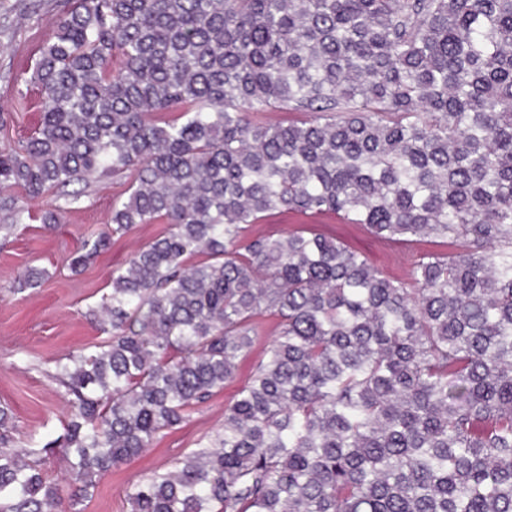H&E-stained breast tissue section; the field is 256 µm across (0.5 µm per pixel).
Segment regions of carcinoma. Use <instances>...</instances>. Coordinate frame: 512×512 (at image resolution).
I'll use <instances>...</instances> for the list:
<instances>
[{"mask_svg": "<svg viewBox=\"0 0 512 512\" xmlns=\"http://www.w3.org/2000/svg\"><path fill=\"white\" fill-rule=\"evenodd\" d=\"M31 82L0 233L60 223L16 187L127 172L71 268L169 229L112 272L90 312L108 338L50 373L63 434L16 448L0 407V512H83L234 379L265 315L223 429L136 483L131 512H512V0H74ZM275 210L451 251L391 280L322 234L246 235ZM57 450L62 482L42 467Z\"/></svg>", "mask_w": 512, "mask_h": 512, "instance_id": "carcinoma-1", "label": "carcinoma"}]
</instances>
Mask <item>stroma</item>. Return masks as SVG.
I'll return each mask as SVG.
<instances>
[{
    "label": "stroma",
    "instance_id": "1",
    "mask_svg": "<svg viewBox=\"0 0 512 512\" xmlns=\"http://www.w3.org/2000/svg\"><path fill=\"white\" fill-rule=\"evenodd\" d=\"M71 0H0V108L11 118L0 132V150L18 145L33 132L42 98L30 81L34 61ZM128 177L103 178L84 187L78 203L67 206L55 228L24 221L8 237H0V402L12 408L17 446L29 439L49 441L62 434L67 406L50 377L57 359L70 352L94 351L105 335L88 315L111 291L114 269L125 266L135 250L167 229L166 224H137L114 236L81 272L72 273L70 257L84 241L94 239L108 223L112 200L122 194ZM249 233L276 237L296 231L317 232L361 252L382 274L405 278L418 255L443 251L432 238L405 244L382 242L359 224H347L333 214L296 215L272 212ZM30 267L45 270L41 287L23 292L15 280ZM251 352L239 359L235 378L223 391L191 412L176 429L163 432L136 458L105 477L84 512H130L133 484L155 470L170 467L224 425V408L250 379L256 363L271 344L273 318Z\"/></svg>",
    "mask_w": 512,
    "mask_h": 512
}]
</instances>
